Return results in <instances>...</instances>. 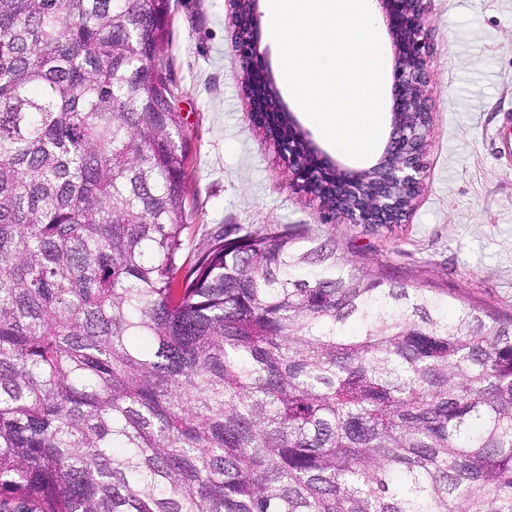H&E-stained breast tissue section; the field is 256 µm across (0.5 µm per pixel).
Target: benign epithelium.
<instances>
[{
    "label": "benign epithelium",
    "mask_w": 512,
    "mask_h": 512,
    "mask_svg": "<svg viewBox=\"0 0 512 512\" xmlns=\"http://www.w3.org/2000/svg\"><path fill=\"white\" fill-rule=\"evenodd\" d=\"M229 24L242 70L241 88L252 123L262 130L288 170L290 187L312 200L324 186L336 216L348 224H403L425 180L433 120L427 43L428 0H375L391 41L394 102L388 141L375 164L351 170L303 130L278 95L260 47L259 0H227Z\"/></svg>",
    "instance_id": "benign-epithelium-1"
}]
</instances>
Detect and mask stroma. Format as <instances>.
<instances>
[{"label": "stroma", "mask_w": 512, "mask_h": 512, "mask_svg": "<svg viewBox=\"0 0 512 512\" xmlns=\"http://www.w3.org/2000/svg\"><path fill=\"white\" fill-rule=\"evenodd\" d=\"M165 63L189 156L185 250L233 227L306 225L385 276L512 317V0H429L433 121L424 188L404 224L323 221L252 125L226 0H171Z\"/></svg>", "instance_id": "35a3bbf8"}]
</instances>
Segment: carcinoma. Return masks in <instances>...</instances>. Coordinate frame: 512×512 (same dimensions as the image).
Returning a JSON list of instances; mask_svg holds the SVG:
<instances>
[{
	"mask_svg": "<svg viewBox=\"0 0 512 512\" xmlns=\"http://www.w3.org/2000/svg\"><path fill=\"white\" fill-rule=\"evenodd\" d=\"M170 0H0V506L512 512V318L288 228L184 254Z\"/></svg>",
	"mask_w": 512,
	"mask_h": 512,
	"instance_id": "cac0c4a2",
	"label": "carcinoma"
}]
</instances>
